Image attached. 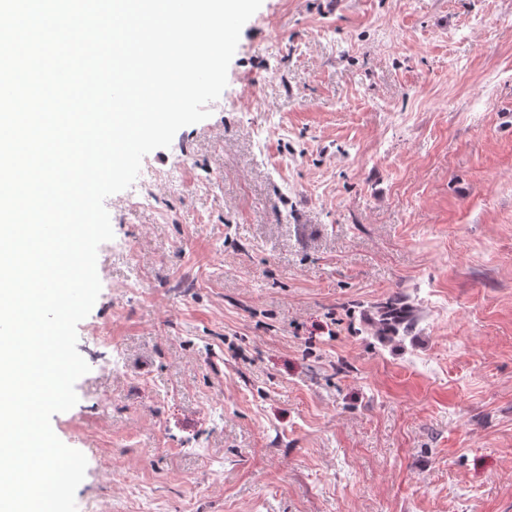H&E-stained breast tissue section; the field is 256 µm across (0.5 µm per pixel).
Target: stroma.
Listing matches in <instances>:
<instances>
[{"label":"stroma","instance_id":"stroma-1","mask_svg":"<svg viewBox=\"0 0 512 512\" xmlns=\"http://www.w3.org/2000/svg\"><path fill=\"white\" fill-rule=\"evenodd\" d=\"M209 109L105 201L77 512H512V0H263Z\"/></svg>","mask_w":512,"mask_h":512}]
</instances>
